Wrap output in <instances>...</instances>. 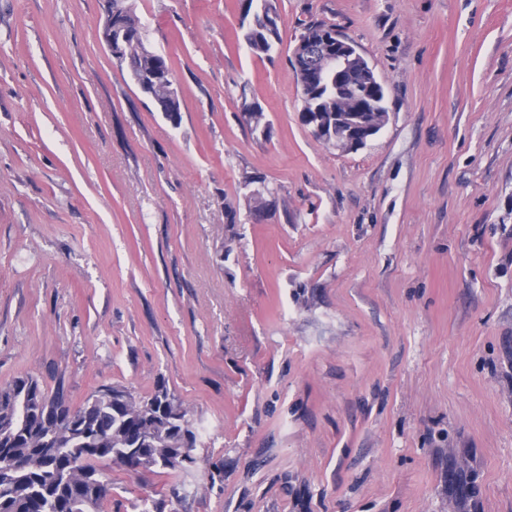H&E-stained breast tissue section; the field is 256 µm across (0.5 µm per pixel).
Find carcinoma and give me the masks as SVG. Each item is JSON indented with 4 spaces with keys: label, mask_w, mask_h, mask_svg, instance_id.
<instances>
[{
    "label": "carcinoma",
    "mask_w": 512,
    "mask_h": 512,
    "mask_svg": "<svg viewBox=\"0 0 512 512\" xmlns=\"http://www.w3.org/2000/svg\"><path fill=\"white\" fill-rule=\"evenodd\" d=\"M240 30L253 55L271 57L280 43L275 0H239ZM112 13L125 22L128 49L138 70L166 73L167 56L147 47L148 27L128 0H112ZM368 79H352L350 97L372 111L366 121L385 124V99L365 94ZM318 107L350 118L353 103L336 98V81L327 79L303 112ZM199 431L164 381L148 397L123 386H102L78 408L64 389L46 392L38 380L18 378L0 389V512H100L112 484L95 478L98 463L110 461L133 473L188 477L210 459L196 453Z\"/></svg>",
    "instance_id": "obj_1"
}]
</instances>
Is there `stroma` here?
<instances>
[{"instance_id":"35a3bbf8","label":"stroma","mask_w":512,"mask_h":512,"mask_svg":"<svg viewBox=\"0 0 512 512\" xmlns=\"http://www.w3.org/2000/svg\"><path fill=\"white\" fill-rule=\"evenodd\" d=\"M133 2L179 126L101 0H0V388L180 399L221 480L106 464L102 512H512V0H276L262 59L237 0ZM313 22L385 87L360 149L299 120ZM111 2L109 0L104 1L103 16L97 30L100 43L118 64L125 63L127 56L120 42L123 41V38H118L122 25L113 19L112 13H114L117 19L125 22L128 49L135 61L136 70H156L162 74L167 73L172 68L167 56L162 53H155L147 47H142L141 51H138L142 38H148L150 32L137 15L133 4H129L128 0H112ZM127 69L132 79V74H136V70L132 71L128 67Z\"/></svg>"}]
</instances>
